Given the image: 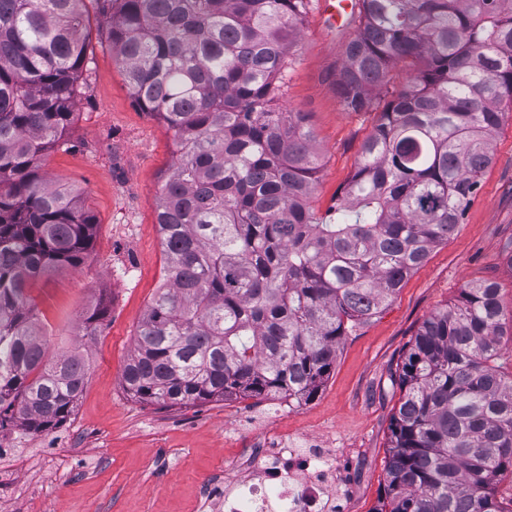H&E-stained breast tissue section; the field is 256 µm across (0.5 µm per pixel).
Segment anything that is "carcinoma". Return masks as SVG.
Segmentation results:
<instances>
[{"instance_id":"1","label":"carcinoma","mask_w":512,"mask_h":512,"mask_svg":"<svg viewBox=\"0 0 512 512\" xmlns=\"http://www.w3.org/2000/svg\"><path fill=\"white\" fill-rule=\"evenodd\" d=\"M135 104L174 131L157 224L165 282L124 368L135 400L312 399L342 337L385 308L462 223L512 100V0H355L336 79L349 112L385 104L317 215L319 156L301 112L271 102L309 0H103ZM414 73L389 91V73ZM85 0H0V431L73 414L87 369L49 353L26 293L88 258L95 216L41 173L88 68ZM108 314L101 298L84 336ZM499 288L469 283L418 329L399 365L383 494L374 512H512V373Z\"/></svg>"}]
</instances>
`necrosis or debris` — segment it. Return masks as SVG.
I'll return each instance as SVG.
<instances>
[{"mask_svg": "<svg viewBox=\"0 0 512 512\" xmlns=\"http://www.w3.org/2000/svg\"><path fill=\"white\" fill-rule=\"evenodd\" d=\"M252 465L225 479L218 494L224 512H335L340 471L333 446L314 439L259 440Z\"/></svg>", "mask_w": 512, "mask_h": 512, "instance_id": "1", "label": "necrosis or debris"}]
</instances>
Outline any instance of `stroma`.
I'll list each match as a JSON object with an SVG mask.
<instances>
[{
  "mask_svg": "<svg viewBox=\"0 0 512 512\" xmlns=\"http://www.w3.org/2000/svg\"><path fill=\"white\" fill-rule=\"evenodd\" d=\"M89 69L65 145L43 170L74 190L97 220L90 254L77 268L36 278L30 296L55 351L79 350L88 375L71 418L45 433L0 432L13 474L0 482V512H214L209 483H220L257 435L332 440L343 455L340 491L347 512H373L383 491L390 424L399 405L397 370L425 318L471 282L496 281L512 310V102L498 129L494 161L462 224L411 273L378 316L339 346L336 366L309 403L284 412L274 400L232 399L176 409L146 406L123 389L136 329L164 282L156 224L160 191L177 159L174 133L133 103L109 45L102 0H88ZM351 26L332 27L310 0L293 63L276 106L304 113L320 158L311 205L324 215L353 175L375 112L344 111L336 72ZM111 297L95 339L82 344L83 316L100 290Z\"/></svg>",
  "mask_w": 512,
  "mask_h": 512,
  "instance_id": "35a3bbf8",
  "label": "stroma"
}]
</instances>
